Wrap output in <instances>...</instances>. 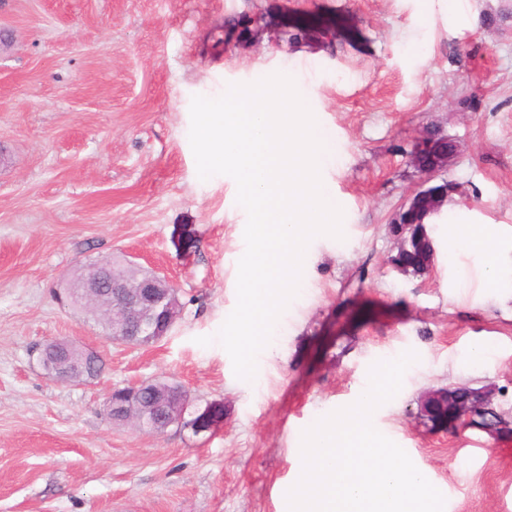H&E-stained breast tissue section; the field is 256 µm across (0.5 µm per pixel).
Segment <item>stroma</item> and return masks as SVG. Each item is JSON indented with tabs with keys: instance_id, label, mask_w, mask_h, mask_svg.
Segmentation results:
<instances>
[{
	"instance_id": "1",
	"label": "stroma",
	"mask_w": 512,
	"mask_h": 512,
	"mask_svg": "<svg viewBox=\"0 0 512 512\" xmlns=\"http://www.w3.org/2000/svg\"><path fill=\"white\" fill-rule=\"evenodd\" d=\"M293 18L317 32L293 39ZM0 31V512H288L299 433L407 351L418 360L379 431L444 512H512V0H0ZM288 68L336 134L323 176L344 237L313 242L246 382L215 337L247 214L231 177L199 179L190 103ZM428 125L455 141L456 192L427 226L432 266L402 274L390 226ZM456 222L498 225L496 287L480 254L449 256ZM126 254L177 290L161 342L107 339L53 297L79 265ZM63 338L100 353L96 379L45 374L32 350ZM479 339L491 352L475 362ZM148 380L180 384L201 428L149 436L105 418L112 389ZM456 386L492 387L503 426L426 429L420 396Z\"/></svg>"
}]
</instances>
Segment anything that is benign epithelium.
I'll return each mask as SVG.
<instances>
[{
	"label": "benign epithelium",
	"instance_id": "1",
	"mask_svg": "<svg viewBox=\"0 0 512 512\" xmlns=\"http://www.w3.org/2000/svg\"><path fill=\"white\" fill-rule=\"evenodd\" d=\"M454 152V140L446 135L438 139L421 128L410 152V162L423 180L398 211L393 227L397 252L408 250L418 225L403 222L405 210L430 197L429 183L448 167ZM67 303L92 314L112 336L126 345L149 344L165 338L179 316L176 289L155 272L147 273L137 264L125 262L93 263L79 266L67 281ZM74 344L54 340L38 348L43 367L64 383H81L87 358L96 356L88 350L82 356L73 353ZM150 383L132 389H115L107 397L104 410L112 422L132 423L139 432L163 434L172 425L198 428L200 419H186L190 397L181 388L151 392ZM489 388H440L425 393L417 414L429 427L448 428L478 423L492 426L497 413L492 407Z\"/></svg>",
	"mask_w": 512,
	"mask_h": 512
}]
</instances>
